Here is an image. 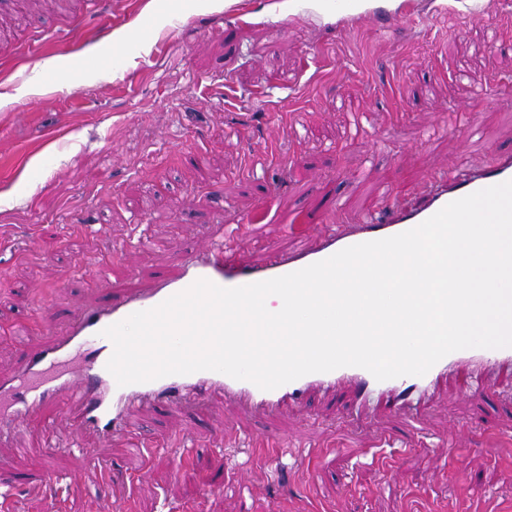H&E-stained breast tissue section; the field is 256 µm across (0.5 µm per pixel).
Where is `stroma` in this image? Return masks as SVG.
Instances as JSON below:
<instances>
[{"mask_svg": "<svg viewBox=\"0 0 512 512\" xmlns=\"http://www.w3.org/2000/svg\"><path fill=\"white\" fill-rule=\"evenodd\" d=\"M363 14L327 0H5L0 93L31 71L28 49L69 69L50 92L0 108V376L47 343L73 303L145 291L222 226L270 198L268 221L236 240L262 262L316 233L336 204L377 211L426 195L441 172L480 170L512 151V0H365ZM116 32L137 51L109 55ZM367 116L354 135L352 113ZM477 114L478 145L442 116ZM141 226L149 246L136 244ZM346 391L308 392L263 416L230 399L173 412L148 405L129 435L102 443L49 409L0 434V493L9 512H512V375L493 390L441 382L419 417L384 409L349 417ZM471 424L469 434L459 422ZM53 423L57 448L37 443ZM258 433L299 447L327 444L319 463L270 462ZM394 447H379L381 435ZM109 468L85 469L73 442ZM458 445V455L448 453ZM465 458L467 476L458 473ZM70 476L57 494L47 471Z\"/></svg>", "mask_w": 512, "mask_h": 512, "instance_id": "obj_1", "label": "stroma"}]
</instances>
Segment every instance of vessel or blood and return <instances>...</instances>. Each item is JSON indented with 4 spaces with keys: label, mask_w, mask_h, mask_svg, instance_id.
Returning a JSON list of instances; mask_svg holds the SVG:
<instances>
[{
    "label": "vessel or blood",
    "mask_w": 512,
    "mask_h": 512,
    "mask_svg": "<svg viewBox=\"0 0 512 512\" xmlns=\"http://www.w3.org/2000/svg\"><path fill=\"white\" fill-rule=\"evenodd\" d=\"M510 180L512 153L478 174L439 176L430 197L404 210L382 211L359 222L345 209H337L335 228L321 232L316 240L296 242L290 251H271L262 264L241 261L231 242L208 243L199 254L185 260L178 278L159 280L145 292H114L93 307L75 306L73 317L64 328L47 326L50 341L46 346L27 352L10 377H0V432L19 428L32 411L47 404L55 405L59 415L73 419L77 429L93 431L108 442L113 431L129 430V419L141 405L162 403L179 410L217 393L271 414L284 404L301 401L309 389L348 386L353 391V407L360 409L375 403L384 405L391 413L406 415L418 410L437 380L446 374H455L461 392H471L475 381L483 378L486 371L512 367V347L458 350L442 358L425 375L384 381L376 380L363 368L346 366L311 373L273 390H263L251 382L215 371L169 375L121 386L106 368L113 344L103 331L135 312L157 307L197 280L233 288L283 276L346 247L413 229L450 202Z\"/></svg>",
    "instance_id": "1"
}]
</instances>
